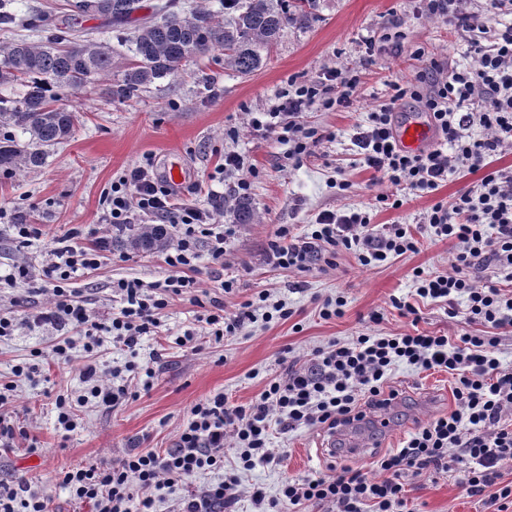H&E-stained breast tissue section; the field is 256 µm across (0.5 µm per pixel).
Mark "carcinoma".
Instances as JSON below:
<instances>
[{
	"instance_id": "obj_1",
	"label": "carcinoma",
	"mask_w": 512,
	"mask_h": 512,
	"mask_svg": "<svg viewBox=\"0 0 512 512\" xmlns=\"http://www.w3.org/2000/svg\"><path fill=\"white\" fill-rule=\"evenodd\" d=\"M90 0H70V11L78 15L100 14L121 29L132 21L139 0H96L99 7L84 9ZM233 16L224 20L198 5L182 15L173 0L159 8L162 17L135 29L136 59L112 80L106 94L114 101L139 97L148 85L176 74L187 63L224 50V67L241 75L259 69L262 52L279 39L290 15L273 0H224ZM112 73V50L78 39L71 26L57 27L45 40L25 39L0 46V85L19 83L23 93L0 97V125L29 134L26 142L11 132L0 136V171L8 174L21 167L37 169L46 161V148L67 138L78 120L75 112L59 104L61 92L76 91ZM238 223L252 224L255 211L246 198L235 201ZM160 235L154 225L133 230L127 246L134 251L151 250Z\"/></svg>"
}]
</instances>
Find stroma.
Returning a JSON list of instances; mask_svg holds the SVG:
<instances>
[{
  "mask_svg": "<svg viewBox=\"0 0 512 512\" xmlns=\"http://www.w3.org/2000/svg\"><path fill=\"white\" fill-rule=\"evenodd\" d=\"M282 6L294 20L265 51L262 67L249 76L225 69L224 54L216 50L189 63L178 75L156 80L127 102L107 99L103 90L110 79L101 77L95 85L63 96V105L78 110L80 121L68 139L49 149L42 168L0 173V209L22 213L42 230L38 240L21 250L0 223V272H9L25 257L41 260L54 238L70 228L96 230L111 240L112 250L99 270L76 276L73 283L88 308L97 313L113 307L110 282L121 278L154 282L170 274L161 253L132 251L125 233L101 224L100 197L112 181L147 155L163 180L177 163L183 171L181 202L209 209L215 204L212 191L233 195L236 177L220 178L217 167L225 151H238L253 166L247 180L256 221L238 225L233 213L225 212L224 223L235 224L236 233L223 259H212L207 247H199V297L205 302L219 299L231 313L266 289L293 311L288 321L260 318L223 342H207L194 351L173 339L198 329L199 309L189 298H173L161 316L162 336L143 337L137 357L139 364L154 370L152 388L108 410L93 404L81 407L77 429L65 434L56 426L55 400L80 390L78 362L41 365L29 380L13 375L14 366L32 350L45 348L58 336L51 327L24 320L25 315L43 310L49 296L24 285L0 290V298L16 299L15 314L22 320L13 336L0 339V383L17 381L6 407L7 419L26 433L14 447L0 450V480L31 483L47 497L49 512H91L89 504L75 500L58 483L60 472L92 464L110 466L130 448L170 447L195 403L218 392L239 405L255 402L270 379L285 376L289 364L305 360L316 347L360 334L418 330L454 338L494 333L493 328L450 316L440 302L421 303L415 324L391 304L393 298L411 295L414 270L447 269L454 244L435 237L421 218L438 200L471 187L475 176L449 175L436 192L409 193L401 208H381L375 204L376 195L391 192L392 187L363 166L353 144L358 126L388 98L392 83L416 81L430 60L446 67L468 65L469 47L448 21L420 14L412 0H282ZM10 12L12 22L0 23V42L40 40L43 33L35 13L46 14L58 25L69 14L67 0H11ZM75 27L83 38L111 48L113 73L133 62L134 26L119 35L107 17L96 15L78 19ZM370 37L378 52L373 65L359 69V86L350 107L327 110L318 104L302 119L306 126L335 132V141L297 162L289 159L287 145L253 129L252 118L277 104L292 81H317L328 69L357 67L362 43ZM411 45L424 49V59L410 57ZM341 179L349 182L348 191H339ZM339 207L366 211L376 225H410L419 240L417 251L373 267L361 266L355 253L345 250L337 254L335 266L320 264L304 272L274 270L265 264V250L278 225L304 236L316 214ZM228 279L237 283L229 293L220 287ZM339 295L346 300L343 316L322 319L321 303ZM376 311L381 318L374 323L370 316ZM456 382V376L444 371L397 367L390 383L398 397L387 415L389 431L368 425L360 429V437L375 448L402 447L419 425L454 410ZM327 438V432L307 427L275 436L272 447L278 463L241 471L234 512H256L254 488L272 498L285 479L324 475L334 464L373 471L372 452L326 458L321 448ZM404 483L406 497L418 512L485 510L481 498L465 494L457 474L409 473Z\"/></svg>",
  "mask_w": 512,
  "mask_h": 512,
  "instance_id": "35a3bbf8",
  "label": "stroma"
}]
</instances>
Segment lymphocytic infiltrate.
Segmentation results:
<instances>
[{
  "label": "lymphocytic infiltrate",
  "instance_id": "lymphocytic-infiltrate-1",
  "mask_svg": "<svg viewBox=\"0 0 512 512\" xmlns=\"http://www.w3.org/2000/svg\"><path fill=\"white\" fill-rule=\"evenodd\" d=\"M472 2L416 0L419 12L453 23L458 37L470 45L473 62L448 71L433 63L416 83H393L390 98L369 113L353 143L364 164L399 190L431 193L450 173L477 175L472 187L437 201L424 217L438 239L455 245L449 269L415 271L414 300L396 298L392 305L408 318L418 314L415 299L439 300L447 304L450 315L461 312L468 321L505 330L512 327V293L503 289L504 284H512V171L494 167L493 159L512 149V23L497 27L492 19L512 13V0H485V7L479 9ZM358 84L352 69L328 70L319 82L295 85L266 119H253L252 125L288 143L289 157L301 159L333 139L332 134L302 124L303 114L318 104L328 109L347 106ZM406 99L428 112L443 139L441 146L418 154L400 148L395 119ZM476 125L484 129L483 137L472 136ZM101 205L102 223L118 229L153 221L171 224L175 234L164 262L172 276L150 283L138 278L115 281L112 296L120 300V308L91 313L70 282L76 273L98 269L106 246L82 245L83 232L76 228L56 239L39 266L23 261L0 275V286L12 288L23 282L36 292L51 290L50 306L32 320L62 333L49 349L35 350L29 360L15 365L16 378H31L40 361L48 358L70 362L72 334L85 338L79 370L84 392L73 400L58 396L55 402L57 426L65 432L77 428L78 407L93 403L109 409L135 397L132 378H140L141 388H151L152 368L133 360L142 337L157 333L170 299L199 288L195 276L199 246H207L212 258L219 260L235 234L234 225L221 224L215 211L180 203L177 190L155 177L149 161L112 182ZM417 249L408 225L378 228L368 213L342 207L318 213L312 231L303 237H292L286 227H278L265 261L273 268L306 269L329 261L338 251L351 250L360 265L371 266ZM489 268L494 279L481 280L482 271ZM260 301L270 302L268 293L244 301L229 315L219 301H210L198 316L205 325V338L220 342L236 335L245 323L254 321ZM270 304L276 319L291 317L285 302ZM107 338L131 355L124 369L132 377L118 385L108 382L96 361V350ZM497 351L496 337L467 334L455 340L420 332L337 340L314 349L303 365H289L286 377L270 380L259 400L250 405L233 403L221 392L196 403L170 448L160 452L132 448L109 467L65 471L59 483L74 499L90 503L93 512H155L156 492L200 472L217 470L222 480L188 490L180 510L215 512L216 505H231L239 497V470L225 469V446L236 448L240 470L271 463L272 435L302 426L332 431L363 418L365 408L391 404L396 397L388 388L391 374L405 364L457 376L454 411L420 425L403 447L380 454L377 475L346 465L331 475L288 479L273 500L254 491V505L267 507L268 512H295L307 502L324 512H405L408 501L402 478L408 472L425 471L458 473L465 493L479 497L486 488L496 487L498 465L512 459V423L505 421L512 413V368L502 367ZM496 489L489 505L512 497V485ZM0 512H48V501L26 481L11 485L0 481Z\"/></svg>",
  "mask_w": 512,
  "mask_h": 512
}]
</instances>
